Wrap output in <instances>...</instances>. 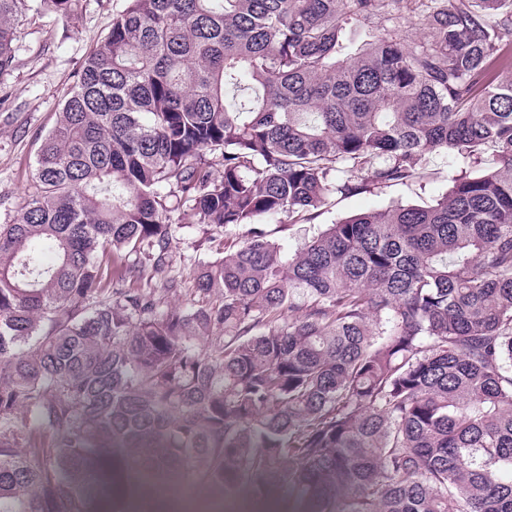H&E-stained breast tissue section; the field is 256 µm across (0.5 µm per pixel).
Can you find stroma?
<instances>
[{
  "mask_svg": "<svg viewBox=\"0 0 512 512\" xmlns=\"http://www.w3.org/2000/svg\"><path fill=\"white\" fill-rule=\"evenodd\" d=\"M129 0H72L68 15L52 9H25L15 19L14 62L0 72V224L14 223L34 190L38 148L54 126L62 103L75 86L85 58L107 36L114 17ZM456 164L452 155L433 153L420 178L388 185L373 193L330 197L310 222L288 216L265 221L282 255L294 253L328 224L395 202L426 205L445 193ZM173 272L189 274L211 259L225 242L241 238L244 228L227 231L184 223L172 215Z\"/></svg>",
  "mask_w": 512,
  "mask_h": 512,
  "instance_id": "obj_1",
  "label": "stroma"
}]
</instances>
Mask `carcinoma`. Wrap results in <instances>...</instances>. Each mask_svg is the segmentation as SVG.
I'll list each match as a JSON object with an SVG mask.
<instances>
[{"label": "carcinoma", "instance_id": "1", "mask_svg": "<svg viewBox=\"0 0 512 512\" xmlns=\"http://www.w3.org/2000/svg\"><path fill=\"white\" fill-rule=\"evenodd\" d=\"M25 2L0 0V72ZM436 152L464 170L433 205L286 258L254 228L165 275L163 184L227 229ZM36 182L0 224V512H160L173 483L281 512H512V0H130Z\"/></svg>", "mask_w": 512, "mask_h": 512}]
</instances>
